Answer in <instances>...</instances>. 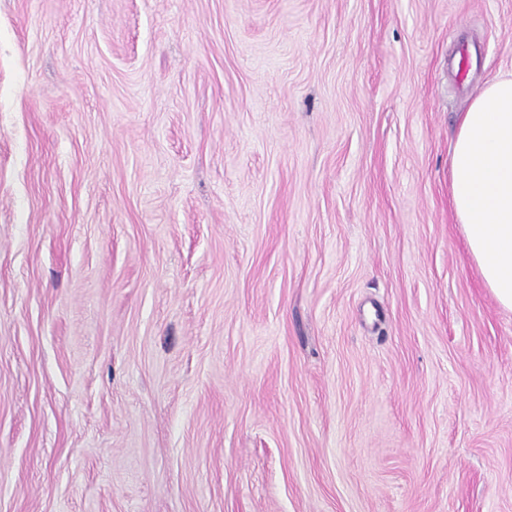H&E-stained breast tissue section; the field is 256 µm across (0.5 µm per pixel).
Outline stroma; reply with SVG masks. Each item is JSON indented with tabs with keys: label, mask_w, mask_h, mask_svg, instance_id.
<instances>
[{
	"label": "stroma",
	"mask_w": 512,
	"mask_h": 512,
	"mask_svg": "<svg viewBox=\"0 0 512 512\" xmlns=\"http://www.w3.org/2000/svg\"><path fill=\"white\" fill-rule=\"evenodd\" d=\"M511 75L512 0H0V512H512ZM452 204L469 253L512 310V78L486 85L463 112L452 148Z\"/></svg>",
	"instance_id": "1"
}]
</instances>
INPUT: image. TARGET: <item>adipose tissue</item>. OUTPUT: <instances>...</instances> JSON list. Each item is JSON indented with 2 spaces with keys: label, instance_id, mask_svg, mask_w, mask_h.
Returning a JSON list of instances; mask_svg holds the SVG:
<instances>
[{
  "label": "adipose tissue",
  "instance_id": "obj_1",
  "mask_svg": "<svg viewBox=\"0 0 512 512\" xmlns=\"http://www.w3.org/2000/svg\"><path fill=\"white\" fill-rule=\"evenodd\" d=\"M452 204L469 253L512 310V78L486 85L463 112L452 148Z\"/></svg>",
  "mask_w": 512,
  "mask_h": 512
}]
</instances>
